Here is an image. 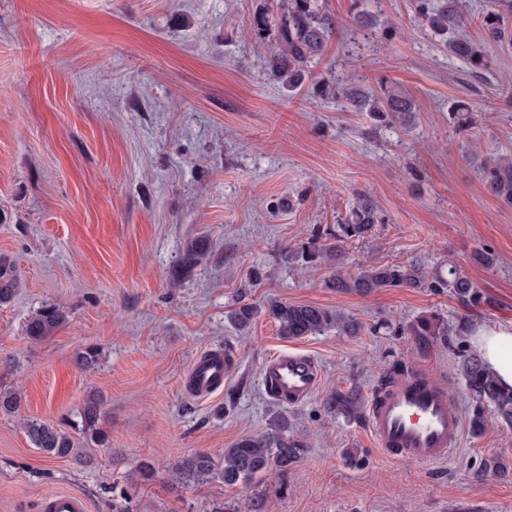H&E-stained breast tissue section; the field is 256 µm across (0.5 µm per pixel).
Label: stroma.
<instances>
[{
  "label": "stroma",
  "instance_id": "35a3bbf8",
  "mask_svg": "<svg viewBox=\"0 0 512 512\" xmlns=\"http://www.w3.org/2000/svg\"><path fill=\"white\" fill-rule=\"evenodd\" d=\"M354 0H324L340 21L298 92L263 65L249 25L276 0H0V254L21 274L0 307V512H41L47 494L84 495L89 512H512V431L489 420L463 432L450 457L421 465L387 459L366 406L394 367L445 386L459 409L467 334L419 345L409 326L440 314L450 327L512 323V208L484 187L483 163L512 153V51L472 75L437 48L410 0H366L396 28L353 24ZM368 90L401 88L419 106L407 126L386 125L317 98L319 79ZM476 105L464 127L451 106ZM385 223L341 244L334 265L287 261L286 248L335 228L357 194ZM290 209H282V202ZM211 247L176 275L186 244ZM491 250L485 267L476 251ZM429 268L455 261L480 286L477 308L447 290L386 288L360 296L328 288L387 262ZM352 317L358 330L279 336L269 300ZM258 307L247 332L229 316ZM63 307L66 325L41 341L29 317ZM93 345L95 368L76 352ZM228 357L224 388L190 396L184 376L208 349ZM294 352L318 364L305 401L278 402L263 364ZM357 390L356 416L329 412L332 393ZM103 401L106 446L79 444L51 459L22 422L75 416ZM308 448L287 473L255 486L176 481L193 453H223L275 417ZM496 459L501 472L485 470ZM154 466L142 478L138 466Z\"/></svg>",
  "mask_w": 512,
  "mask_h": 512
}]
</instances>
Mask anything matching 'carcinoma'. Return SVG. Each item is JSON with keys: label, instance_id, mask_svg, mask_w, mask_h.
<instances>
[{"label": "carcinoma", "instance_id": "obj_1", "mask_svg": "<svg viewBox=\"0 0 512 512\" xmlns=\"http://www.w3.org/2000/svg\"><path fill=\"white\" fill-rule=\"evenodd\" d=\"M416 17L429 29L436 45L448 52L477 74L490 68L492 58L488 48H512V0H491L489 8L477 14L479 38L471 36L463 0H412ZM353 21L367 27L383 26L388 31V22L365 10H358ZM339 27L335 15L328 12L323 0H277L276 11L255 19L253 32L257 39L270 46L265 60L268 68L280 75L282 82L292 91L299 87L307 75L306 68L320 56ZM317 92L348 104L358 112H370L377 120L389 118L400 125L411 121L417 111L415 100L402 90L381 89V94L371 96L352 83L332 84L322 81ZM481 178L486 189L502 204L512 208V158L497 155L481 168ZM382 223L380 208L370 196L360 195L349 207V211L334 231H326L334 243L321 244V237L294 249L293 258L305 265L329 262L337 256L338 243L352 238H364L376 224ZM210 242L204 237L190 241L182 257V266L191 268L196 259L206 253ZM328 285L340 293L367 295L384 288H434L448 289L458 300L471 306L481 304L479 286L453 261H448V274H433L425 270L420 262L394 265H373L354 276L336 273ZM20 287V273L13 260L0 255V305L10 303ZM268 312L278 324V333L286 339L315 335L331 327L354 330L356 324L337 312L313 306L299 305L272 299ZM258 308L243 304L235 309L230 320L239 330H246L257 317ZM68 315L55 306L42 307L34 313L25 326L26 335L33 340H43L64 326ZM412 335L426 342L449 335L448 323L435 313L418 317L411 325ZM461 372L472 404L469 425L473 434H480L487 425V416L512 429V387L502 386L484 366L476 352L463 356ZM361 397L358 391L331 395L326 406L338 414L356 415ZM21 399L13 391H0V413L11 415L18 411ZM81 439L86 443L105 445L107 433L102 427V401L90 398L79 413ZM23 427L35 448L48 458H65L77 447L75 438L63 423H48L38 419H27ZM307 444L293 433L288 421L278 418L262 433L244 437L233 446L224 449V454L215 456L209 452H198L175 465L179 479L193 478L209 482L218 480L227 486H247L275 470L286 473L305 455Z\"/></svg>", "mask_w": 512, "mask_h": 512}]
</instances>
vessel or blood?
Here are the masks:
<instances>
[{
  "label": "vessel or blood",
  "instance_id": "vessel-or-blood-1",
  "mask_svg": "<svg viewBox=\"0 0 512 512\" xmlns=\"http://www.w3.org/2000/svg\"><path fill=\"white\" fill-rule=\"evenodd\" d=\"M226 367L222 350L199 355L187 370L189 393L206 397L222 389ZM261 377L275 398L295 405L314 392L321 372L310 357L283 353L264 363ZM368 426L373 441L386 455L424 465L447 458L462 434L453 395L417 370L375 389ZM42 512H87V502L75 492L52 493L43 498Z\"/></svg>",
  "mask_w": 512,
  "mask_h": 512
}]
</instances>
